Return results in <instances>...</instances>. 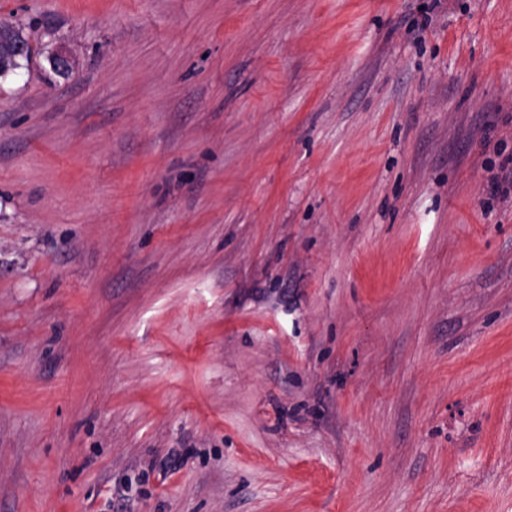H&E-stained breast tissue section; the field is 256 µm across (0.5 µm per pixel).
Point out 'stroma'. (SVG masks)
I'll list each match as a JSON object with an SVG mask.
<instances>
[{"label": "stroma", "mask_w": 512, "mask_h": 512, "mask_svg": "<svg viewBox=\"0 0 512 512\" xmlns=\"http://www.w3.org/2000/svg\"><path fill=\"white\" fill-rule=\"evenodd\" d=\"M0 20V512H512V0ZM4 31L11 32L13 35L10 38L0 39V54L11 56L17 53L19 43L23 45L24 53L17 56V61L21 59H29L33 54V48L29 42L24 38L20 27L14 26L12 23L4 22Z\"/></svg>", "instance_id": "obj_1"}]
</instances>
